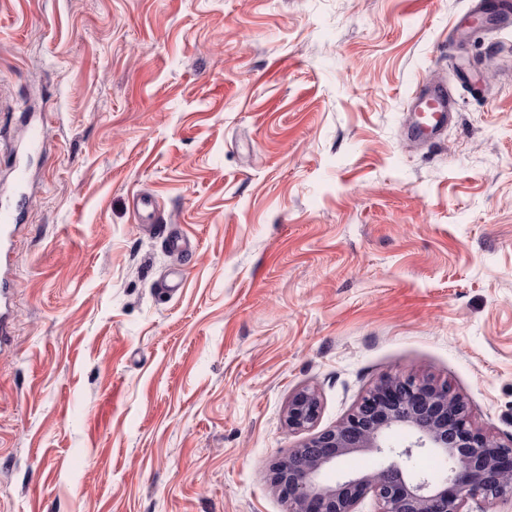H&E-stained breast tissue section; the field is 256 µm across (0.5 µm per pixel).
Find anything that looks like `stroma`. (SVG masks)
Instances as JSON below:
<instances>
[{
	"label": "stroma",
	"mask_w": 512,
	"mask_h": 512,
	"mask_svg": "<svg viewBox=\"0 0 512 512\" xmlns=\"http://www.w3.org/2000/svg\"><path fill=\"white\" fill-rule=\"evenodd\" d=\"M472 7L0 0V512H288L291 397L320 432L385 376L512 438V28L456 41ZM437 79L454 117L410 143ZM20 212L18 204L11 200H0V259L2 253L11 245L14 232L17 229ZM320 410V399L315 391L302 390L288 403L287 423L292 429L305 430L314 426Z\"/></svg>",
	"instance_id": "35a3bbf8"
}]
</instances>
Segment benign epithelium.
I'll return each instance as SVG.
<instances>
[{
  "instance_id": "7a95c632",
  "label": "benign epithelium",
  "mask_w": 512,
  "mask_h": 512,
  "mask_svg": "<svg viewBox=\"0 0 512 512\" xmlns=\"http://www.w3.org/2000/svg\"><path fill=\"white\" fill-rule=\"evenodd\" d=\"M319 410L315 392L296 393L288 403V426L313 427ZM398 430L410 441L393 448L388 438ZM426 450L453 466L440 476L409 472L410 459ZM354 453L376 457L379 467L327 483L337 462ZM270 475L289 512H356L369 493L379 512H464L471 500H512V439L504 443L475 430L466 402L446 383L385 376L339 425L276 459Z\"/></svg>"
}]
</instances>
